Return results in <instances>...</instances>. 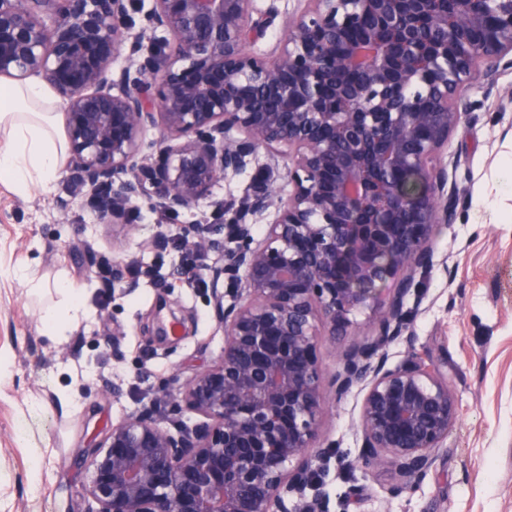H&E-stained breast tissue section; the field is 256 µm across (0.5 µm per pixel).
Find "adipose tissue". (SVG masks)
I'll list each match as a JSON object with an SVG mask.
<instances>
[{
    "mask_svg": "<svg viewBox=\"0 0 512 512\" xmlns=\"http://www.w3.org/2000/svg\"><path fill=\"white\" fill-rule=\"evenodd\" d=\"M59 100L43 81L0 83V183L19 192L48 188L66 159L56 123ZM60 303L45 307L47 336L62 335L82 306V290L60 282Z\"/></svg>",
    "mask_w": 512,
    "mask_h": 512,
    "instance_id": "1",
    "label": "adipose tissue"
}]
</instances>
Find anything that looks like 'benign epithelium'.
<instances>
[{"label":"benign epithelium","instance_id":"obj_1","mask_svg":"<svg viewBox=\"0 0 512 512\" xmlns=\"http://www.w3.org/2000/svg\"><path fill=\"white\" fill-rule=\"evenodd\" d=\"M288 17L277 56L249 48L279 16L255 0H153L128 65L115 71L135 0H0V79L38 76L66 104L65 213L86 197L99 223L129 224L140 200L191 209L260 148L288 158L293 191L273 168L228 217L226 276L212 291L220 361L169 395L207 423L177 434L150 410L112 425L93 450L98 512H329L326 463L314 449L326 414L317 336H343L386 282L377 334L340 357L332 386L365 390L363 463L389 455L423 479L458 421L448 378L415 350L408 300L433 265L435 224L463 201L439 154L468 112L463 86L489 55L512 69V0H306ZM169 38L135 58L141 40ZM159 128L157 155L142 151ZM274 214L265 237L253 220ZM204 255L218 242L187 239ZM406 338V362L387 367Z\"/></svg>","mask_w":512,"mask_h":512}]
</instances>
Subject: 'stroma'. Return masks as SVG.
Instances as JSON below:
<instances>
[{
    "instance_id": "35a3bbf8",
    "label": "stroma",
    "mask_w": 512,
    "mask_h": 512,
    "mask_svg": "<svg viewBox=\"0 0 512 512\" xmlns=\"http://www.w3.org/2000/svg\"><path fill=\"white\" fill-rule=\"evenodd\" d=\"M485 59L469 81L472 118L450 133L441 161L464 205L452 224L434 226V263L417 271L410 299L413 348L448 371L459 420L424 479L402 484L391 462L358 461L363 393L336 396L333 376L341 353L372 338L374 299L354 318L350 335L321 337L317 354L328 414L318 443L334 445L346 465L330 462L323 481L330 512H512V70L496 72L487 90ZM254 170L228 175L212 200L166 217L139 202L131 224L98 223L83 202L68 215L57 208L67 187L22 194L0 184V512H96L89 494L91 449L113 425L164 400L166 394L218 363L224 346L211 301L212 272L223 251L197 258L196 282L181 275L180 244L196 232L227 242L213 200L242 196ZM122 262L142 269L105 292L99 271ZM30 265L49 290L29 296L14 275ZM67 280L83 290L82 308L64 336L44 334L40 309L58 302L53 289ZM179 337H163L171 317ZM120 338H113V327ZM67 393L69 406L58 395Z\"/></svg>"
}]
</instances>
